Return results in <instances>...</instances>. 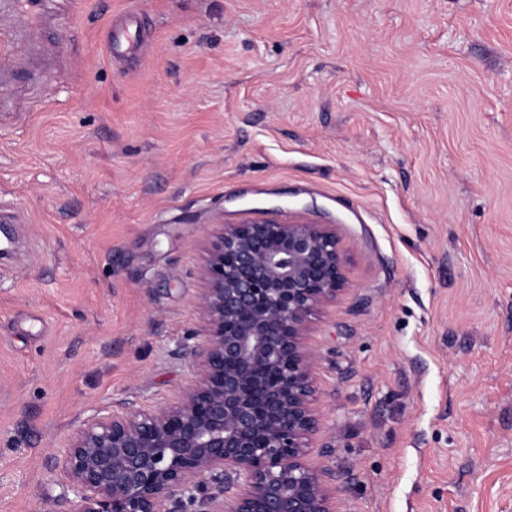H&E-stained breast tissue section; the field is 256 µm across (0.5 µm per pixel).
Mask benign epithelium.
I'll use <instances>...</instances> for the list:
<instances>
[{
    "label": "benign epithelium",
    "mask_w": 512,
    "mask_h": 512,
    "mask_svg": "<svg viewBox=\"0 0 512 512\" xmlns=\"http://www.w3.org/2000/svg\"><path fill=\"white\" fill-rule=\"evenodd\" d=\"M200 278V325L175 349L191 384L92 414L53 457L73 512H335L341 480L307 460L324 414L305 336L347 285L337 225L217 224Z\"/></svg>",
    "instance_id": "obj_1"
}]
</instances>
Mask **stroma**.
<instances>
[{
  "instance_id": "35a3bbf8",
  "label": "stroma",
  "mask_w": 512,
  "mask_h": 512,
  "mask_svg": "<svg viewBox=\"0 0 512 512\" xmlns=\"http://www.w3.org/2000/svg\"><path fill=\"white\" fill-rule=\"evenodd\" d=\"M132 0L30 33L0 74V512H71L50 459L89 415L193 379L211 225H337L312 323L337 512H512V0ZM142 8L130 7L112 19L107 33L106 49L109 57L123 58L142 46L140 20Z\"/></svg>"
}]
</instances>
